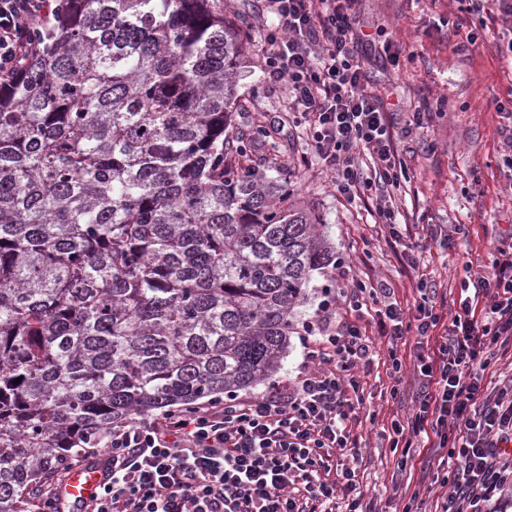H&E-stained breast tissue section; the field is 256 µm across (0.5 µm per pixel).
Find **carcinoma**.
Here are the masks:
<instances>
[{"label": "carcinoma", "instance_id": "carcinoma-1", "mask_svg": "<svg viewBox=\"0 0 512 512\" xmlns=\"http://www.w3.org/2000/svg\"><path fill=\"white\" fill-rule=\"evenodd\" d=\"M33 37L0 88V512L115 422L270 378L331 260L292 174L240 161L248 30L211 0H58Z\"/></svg>", "mask_w": 512, "mask_h": 512}]
</instances>
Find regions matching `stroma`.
Returning <instances> with one entry per match:
<instances>
[{
    "label": "stroma",
    "mask_w": 512,
    "mask_h": 512,
    "mask_svg": "<svg viewBox=\"0 0 512 512\" xmlns=\"http://www.w3.org/2000/svg\"><path fill=\"white\" fill-rule=\"evenodd\" d=\"M229 20L246 18L251 25L245 75L239 81V107L233 125L248 130L260 124L270 131L276 151L263 143L251 149L253 163L290 166L295 194L319 207L333 247L329 266L316 271L307 300L297 307L295 328L276 381L295 377L302 361L303 326L323 298L327 276L341 265L360 278L394 285L402 307L420 300L415 287L425 274L443 298V323H451L459 309L464 281L491 270L493 246L512 243V165L502 156L503 120L498 103L512 99V61L497 48L499 30L495 0H487L482 16L463 12L459 0H359V24L376 40L397 44L399 66L379 59L368 64V80L389 103L396 126H404L413 112L429 108L428 129L400 141L409 171L394 194L398 224L412 238H427L417 271H410L388 233L365 205H348L337 194L330 175L316 160H303L304 139L280 110L284 90L269 84L260 68L263 19L257 0H216ZM465 230L454 233L455 225ZM360 373L364 407L352 430L361 437L356 475L361 490L378 498L384 512H401L403 496L414 497L420 512H434L442 490L420 473L397 471L399 455L382 431L393 414H407L412 406L413 360L401 350L402 371H394L384 340ZM398 396H391V389Z\"/></svg>",
    "instance_id": "35a3bbf8"
}]
</instances>
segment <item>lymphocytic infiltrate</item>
Wrapping results in <instances>:
<instances>
[{
  "label": "lymphocytic infiltrate",
  "instance_id": "f902f5d3",
  "mask_svg": "<svg viewBox=\"0 0 512 512\" xmlns=\"http://www.w3.org/2000/svg\"><path fill=\"white\" fill-rule=\"evenodd\" d=\"M53 0H0V87L15 83L35 50L33 24L53 14ZM358 0H262L265 51L261 68L285 87L283 109L302 126L318 164L347 202L372 203L381 223L406 176L400 138L427 128L413 113L396 127L386 101L367 91ZM369 155L372 173L359 160ZM473 296L448 327L426 278L412 316L393 303L383 280H355L328 293L307 327L303 367L265 395H235L107 430L105 452L78 450L71 464H101L106 480L86 512H377L337 450L358 446L347 423L356 417L361 367L374 337L385 338L393 368L400 345H411L418 387L411 414L390 423L399 468L419 449L437 457L433 479L445 487L438 512H481L512 473V378L494 387L483 372L512 344V246L496 247L492 271L472 283ZM372 318L376 336L362 322ZM340 472L343 482L330 481Z\"/></svg>",
  "mask_w": 512,
  "mask_h": 512
}]
</instances>
